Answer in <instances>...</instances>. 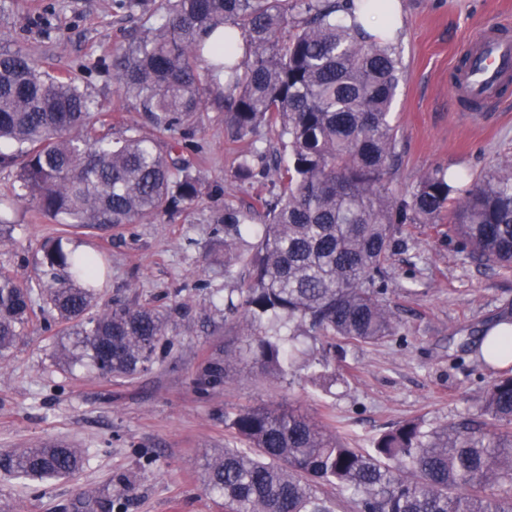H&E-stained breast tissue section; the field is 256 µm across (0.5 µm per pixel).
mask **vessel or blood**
<instances>
[{
    "label": "vessel or blood",
    "instance_id": "b4317fda",
    "mask_svg": "<svg viewBox=\"0 0 512 512\" xmlns=\"http://www.w3.org/2000/svg\"><path fill=\"white\" fill-rule=\"evenodd\" d=\"M508 23H490L478 29L467 42L463 54L466 62L455 78L457 95L481 105L502 98L503 87L512 82V37Z\"/></svg>",
    "mask_w": 512,
    "mask_h": 512
}]
</instances>
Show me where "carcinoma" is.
Returning <instances> with one entry per match:
<instances>
[{
  "label": "carcinoma",
  "mask_w": 512,
  "mask_h": 512,
  "mask_svg": "<svg viewBox=\"0 0 512 512\" xmlns=\"http://www.w3.org/2000/svg\"><path fill=\"white\" fill-rule=\"evenodd\" d=\"M351 0H113L128 15L154 23L112 54L119 97L134 100L161 131L183 130L161 145L135 125L115 138L105 105L80 83L20 53L0 52V170L13 173V201L68 227L45 240L39 291L0 270V356L23 339L34 296L75 336L65 359H88L102 374L130 377L147 368L168 335L166 318L148 306L114 302L87 316L97 299L99 254L71 236L101 237L114 226L170 218L224 194L196 172L190 121L211 96L224 102V124L251 145L235 177L268 175V154L256 146L267 127L286 144L260 198L264 223L249 212L215 207L227 225L224 278L246 268L244 288L224 289L238 315L247 358L285 380L307 370L312 384L328 371L332 340L373 344L399 332L384 301L385 268L400 246L401 225L433 224L448 213V238L488 266L512 267V169L460 189L448 171L422 177L397 200L388 181L398 130L390 111L402 62L388 42L348 25L336 13ZM224 27L234 35L209 43ZM15 209H0V239L15 229ZM255 238L245 243V237ZM503 325L512 336V308L474 330L484 341ZM330 342L317 350L320 338ZM237 366L208 364L194 379L200 392ZM226 426L242 448H226L206 464L204 489L224 499V512H337L324 491L351 496L357 512H512V372L485 392L478 419L427 428L406 421L383 432L373 448L352 447L326 423L293 409H244ZM84 451L62 440L0 452V472L30 480L71 476ZM112 509L83 493L74 512Z\"/></svg>",
  "instance_id": "obj_1"
}]
</instances>
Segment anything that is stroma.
<instances>
[{
    "label": "stroma",
    "mask_w": 512,
    "mask_h": 512,
    "mask_svg": "<svg viewBox=\"0 0 512 512\" xmlns=\"http://www.w3.org/2000/svg\"><path fill=\"white\" fill-rule=\"evenodd\" d=\"M402 28L394 46L403 74L391 109L398 157L390 188L409 197L434 167L447 168L458 187L512 165V102L465 121L451 94L452 66L463 44L486 23L512 19V0H401ZM0 16V51H18L56 73H68L108 104L113 133L140 119L135 102L117 98L101 58L144 28L139 17L116 12L112 0H7ZM198 172L223 188L221 204L255 205L269 179L241 183L233 172L247 145L224 125V111L198 113ZM12 240H0V268L37 285V260L60 226L19 214ZM225 227L213 223L210 203L154 224H132L85 248L102 251L105 273L97 301L154 306L168 315V343L147 371L105 377L89 364L59 360L65 337L50 312H36L23 341L0 358V452L45 440L85 449L73 476L28 482L0 474V512H74L80 493L122 504L123 512H224L207 493L202 464L232 438L226 416L247 407H294L336 423L356 448L371 447L392 426L411 419L434 428L475 411L498 374L462 351L472 328L512 304V270L490 268L448 238V220L406 224L387 265L386 300L400 335L349 347L333 358L337 382L312 387L304 373L285 381L248 368L223 378L207 394L193 380L230 348H241L240 325L224 313V290L242 279L213 276L224 261Z\"/></svg>",
    "instance_id": "1"
}]
</instances>
